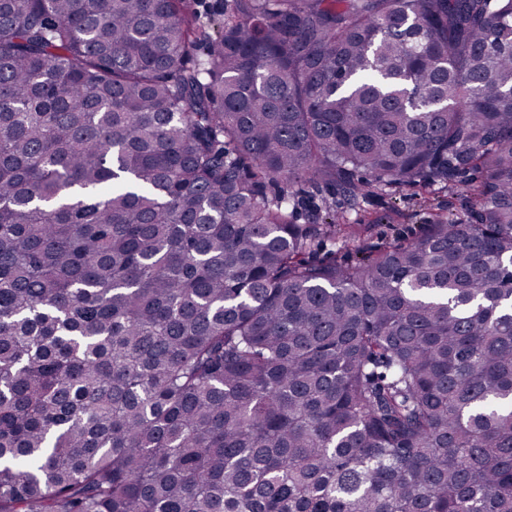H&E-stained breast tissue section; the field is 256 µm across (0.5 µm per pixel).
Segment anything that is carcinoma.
I'll return each instance as SVG.
<instances>
[{
  "label": "carcinoma",
  "instance_id": "cac0c4a2",
  "mask_svg": "<svg viewBox=\"0 0 512 512\" xmlns=\"http://www.w3.org/2000/svg\"><path fill=\"white\" fill-rule=\"evenodd\" d=\"M0 0V512H512V0ZM351 263L298 182L455 185Z\"/></svg>",
  "mask_w": 512,
  "mask_h": 512
}]
</instances>
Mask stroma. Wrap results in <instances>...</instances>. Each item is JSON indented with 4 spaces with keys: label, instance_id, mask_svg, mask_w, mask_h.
Wrapping results in <instances>:
<instances>
[{
    "label": "stroma",
    "instance_id": "1",
    "mask_svg": "<svg viewBox=\"0 0 512 512\" xmlns=\"http://www.w3.org/2000/svg\"><path fill=\"white\" fill-rule=\"evenodd\" d=\"M299 199L298 221L307 223L310 213L325 207L332 208L343 223L356 225L359 235L345 246L325 245V253L335 254L337 260L350 261L360 257L363 249L384 248L420 234L438 212L457 217L465 216L470 200L464 184L447 187L405 185L378 189L366 188L358 208H350L343 195L328 191L312 194L310 188L295 186Z\"/></svg>",
    "mask_w": 512,
    "mask_h": 512
}]
</instances>
